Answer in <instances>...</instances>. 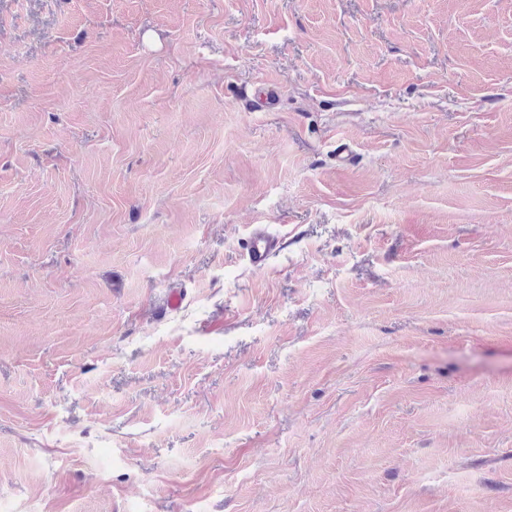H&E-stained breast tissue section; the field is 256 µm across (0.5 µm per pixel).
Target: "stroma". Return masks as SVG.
I'll use <instances>...</instances> for the list:
<instances>
[{
	"label": "stroma",
	"mask_w": 512,
	"mask_h": 512,
	"mask_svg": "<svg viewBox=\"0 0 512 512\" xmlns=\"http://www.w3.org/2000/svg\"><path fill=\"white\" fill-rule=\"evenodd\" d=\"M0 512H512V0H0ZM281 248V241L256 227L247 241L246 251L251 267L262 270L267 266L270 256Z\"/></svg>",
	"instance_id": "1"
}]
</instances>
